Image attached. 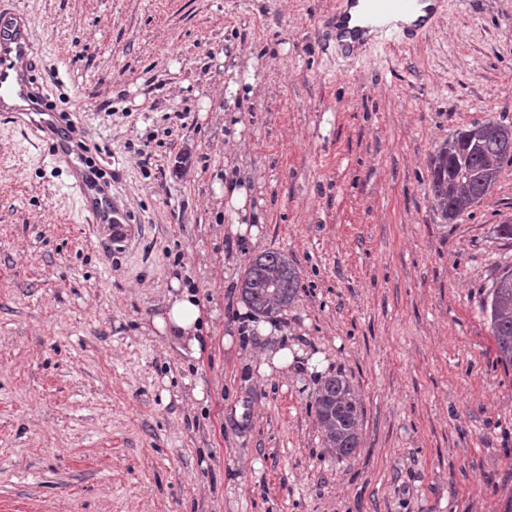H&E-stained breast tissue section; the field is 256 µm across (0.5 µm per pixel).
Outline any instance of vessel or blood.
Returning <instances> with one entry per match:
<instances>
[{
    "instance_id": "vessel-or-blood-1",
    "label": "vessel or blood",
    "mask_w": 512,
    "mask_h": 512,
    "mask_svg": "<svg viewBox=\"0 0 512 512\" xmlns=\"http://www.w3.org/2000/svg\"><path fill=\"white\" fill-rule=\"evenodd\" d=\"M425 0H337L336 11L322 21L325 39L336 42L337 51L352 57L363 53L375 40L392 38L400 44L419 42L432 28L437 10ZM397 15L406 23L394 24ZM34 43L30 18L5 4L0 5V112L16 123L53 140L57 159L84 160L74 135L47 103L43 85L32 72ZM82 201L86 219L93 224L97 240L105 246L124 244L134 238L137 227L126 211L113 202L104 182L89 170L79 171L71 185Z\"/></svg>"
}]
</instances>
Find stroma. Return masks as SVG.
<instances>
[{
	"label": "stroma",
	"mask_w": 512,
	"mask_h": 512,
	"mask_svg": "<svg viewBox=\"0 0 512 512\" xmlns=\"http://www.w3.org/2000/svg\"><path fill=\"white\" fill-rule=\"evenodd\" d=\"M10 3L138 233L100 247L49 141L0 113V512H504L512 368L486 303L512 164L451 223L428 186L455 131L512 124V0H442L421 43L354 58L322 47L336 0ZM232 47L260 78L233 119ZM223 177L257 236L229 234ZM267 251L300 287L263 374L238 310ZM176 276L208 313L196 356L151 333ZM333 375L362 407L348 457L314 406Z\"/></svg>",
	"instance_id": "1"
}]
</instances>
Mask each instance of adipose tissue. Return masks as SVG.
Returning <instances> with one entry per match:
<instances>
[{"label": "adipose tissue", "mask_w": 512, "mask_h": 512, "mask_svg": "<svg viewBox=\"0 0 512 512\" xmlns=\"http://www.w3.org/2000/svg\"><path fill=\"white\" fill-rule=\"evenodd\" d=\"M224 60L230 75L224 84V109L234 113L240 100L257 85L256 65L251 61L242 62L236 50L225 55ZM171 286L173 291L168 296L165 310L153 319L152 325L159 335L176 338L186 343L192 352H199L203 307L197 295L183 286L180 280H172Z\"/></svg>", "instance_id": "obj_1"}]
</instances>
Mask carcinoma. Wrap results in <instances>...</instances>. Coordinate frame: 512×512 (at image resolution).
<instances>
[{"instance_id":"obj_1","label":"carcinoma","mask_w":512,"mask_h":512,"mask_svg":"<svg viewBox=\"0 0 512 512\" xmlns=\"http://www.w3.org/2000/svg\"><path fill=\"white\" fill-rule=\"evenodd\" d=\"M512 162V125L487 121L460 129L431 158L429 193L444 220L455 221L478 205L495 186L504 163ZM299 274L279 252L255 257L246 267L243 300L257 313L273 316L296 297ZM486 312L498 361L512 367V268L498 274L492 284ZM324 442L338 455H350L359 446L362 415L350 381L342 376L324 380L315 397Z\"/></svg>"}]
</instances>
